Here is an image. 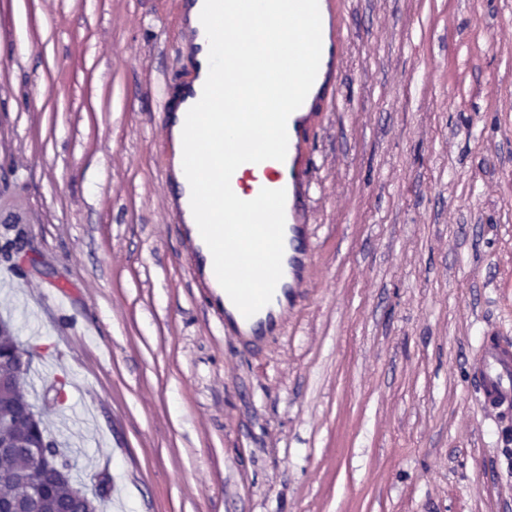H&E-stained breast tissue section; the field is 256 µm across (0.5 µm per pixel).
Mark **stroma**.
Returning a JSON list of instances; mask_svg holds the SVG:
<instances>
[{
    "label": "stroma",
    "instance_id": "1",
    "mask_svg": "<svg viewBox=\"0 0 512 512\" xmlns=\"http://www.w3.org/2000/svg\"><path fill=\"white\" fill-rule=\"evenodd\" d=\"M341 23L311 262L247 340L171 213L178 0H0V243L28 256L0 262V318L106 512H512V428L472 370L512 342V0H341Z\"/></svg>",
    "mask_w": 512,
    "mask_h": 512
}]
</instances>
